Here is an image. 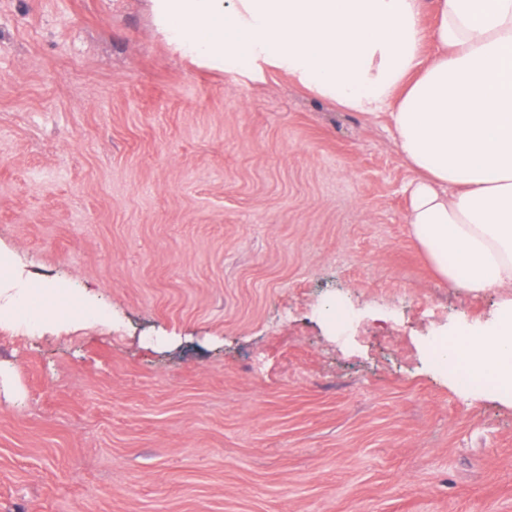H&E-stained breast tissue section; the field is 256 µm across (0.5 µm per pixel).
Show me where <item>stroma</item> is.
Listing matches in <instances>:
<instances>
[{"label": "stroma", "instance_id": "obj_1", "mask_svg": "<svg viewBox=\"0 0 512 512\" xmlns=\"http://www.w3.org/2000/svg\"><path fill=\"white\" fill-rule=\"evenodd\" d=\"M388 115L185 56L149 0H0V512H512V404L432 341ZM350 312L334 325L332 307ZM13 310L16 317L28 323H38L41 318L42 305L49 300L44 292H32L25 298L11 296Z\"/></svg>", "mask_w": 512, "mask_h": 512}]
</instances>
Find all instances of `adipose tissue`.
Returning a JSON list of instances; mask_svg holds the SVG:
<instances>
[{
  "label": "adipose tissue",
  "mask_w": 512,
  "mask_h": 512,
  "mask_svg": "<svg viewBox=\"0 0 512 512\" xmlns=\"http://www.w3.org/2000/svg\"><path fill=\"white\" fill-rule=\"evenodd\" d=\"M184 54L272 67L342 112L389 113L416 173L407 217L439 277L512 288V0H151ZM433 28H426V14ZM439 48L423 54L426 41ZM512 397V298L434 350Z\"/></svg>",
  "instance_id": "1"
}]
</instances>
